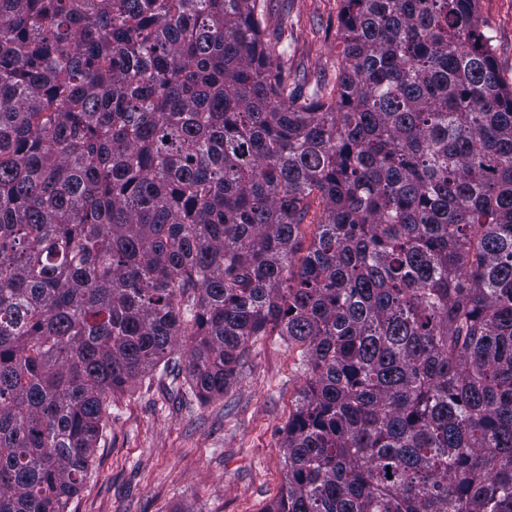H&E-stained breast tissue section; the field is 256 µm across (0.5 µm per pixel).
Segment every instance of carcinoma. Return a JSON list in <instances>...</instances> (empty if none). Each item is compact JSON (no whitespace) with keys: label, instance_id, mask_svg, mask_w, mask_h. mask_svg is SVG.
<instances>
[{"label":"carcinoma","instance_id":"1","mask_svg":"<svg viewBox=\"0 0 512 512\" xmlns=\"http://www.w3.org/2000/svg\"><path fill=\"white\" fill-rule=\"evenodd\" d=\"M475 0H0V512H68L112 395L306 376L265 512H512V86ZM267 34L280 36L288 51V67L309 84L331 80L340 44L339 0H266Z\"/></svg>","mask_w":512,"mask_h":512}]
</instances>
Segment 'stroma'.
I'll list each match as a JSON object with an SVG mask.
<instances>
[{
    "instance_id": "obj_1",
    "label": "stroma",
    "mask_w": 512,
    "mask_h": 512,
    "mask_svg": "<svg viewBox=\"0 0 512 512\" xmlns=\"http://www.w3.org/2000/svg\"><path fill=\"white\" fill-rule=\"evenodd\" d=\"M504 84L512 86V0H478ZM339 0H267V30L308 82L333 74ZM223 396L169 394L158 379L114 395L69 512H264L284 483L283 437L305 383L295 350L260 336Z\"/></svg>"
}]
</instances>
